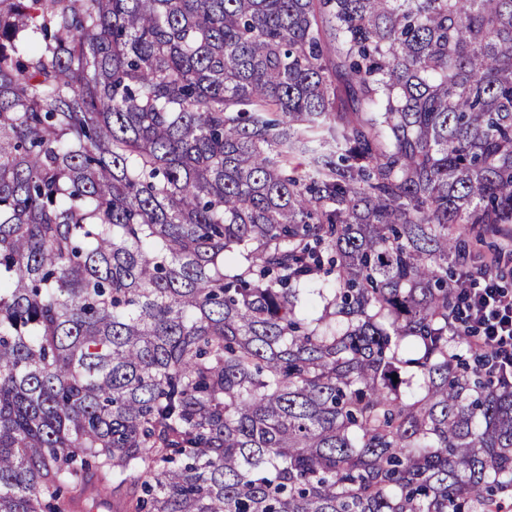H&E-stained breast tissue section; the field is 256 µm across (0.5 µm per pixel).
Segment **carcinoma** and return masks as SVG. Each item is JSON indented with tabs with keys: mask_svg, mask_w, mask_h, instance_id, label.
<instances>
[{
	"mask_svg": "<svg viewBox=\"0 0 512 512\" xmlns=\"http://www.w3.org/2000/svg\"><path fill=\"white\" fill-rule=\"evenodd\" d=\"M506 224L512 0H0V512H496ZM479 249L481 253L486 257V259H489L497 252L505 253L502 264L500 265V270L506 274V278L511 284V287L509 288L512 289V263H510L508 259L510 239L504 238L502 236L486 235L483 237V241L479 245ZM461 323L474 337L472 352H491L492 375L512 384V291L491 276L463 281Z\"/></svg>",
	"mask_w": 512,
	"mask_h": 512,
	"instance_id": "1",
	"label": "carcinoma"
}]
</instances>
